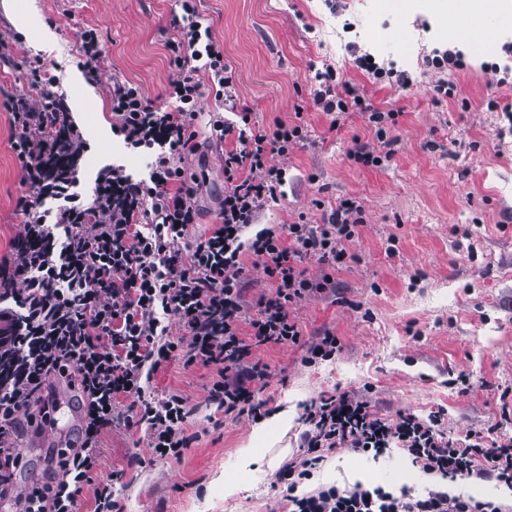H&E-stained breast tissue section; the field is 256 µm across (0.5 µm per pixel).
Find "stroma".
Segmentation results:
<instances>
[{
	"label": "stroma",
	"mask_w": 512,
	"mask_h": 512,
	"mask_svg": "<svg viewBox=\"0 0 512 512\" xmlns=\"http://www.w3.org/2000/svg\"><path fill=\"white\" fill-rule=\"evenodd\" d=\"M12 2V9L0 7V31L18 37L14 64L0 66V96L26 89L27 61L40 58L59 77L90 145L78 172L81 186L112 162L143 172L145 158L112 135L107 89L113 79H125L164 102L174 72L168 45L176 0ZM447 2L441 19L422 0L390 15L381 13L378 0H196L203 23L224 43L240 98L258 125L269 129L298 114L309 130L304 146L279 158L288 183L258 223L289 224L302 212L316 222L344 198L362 201L364 222L345 244L352 261L335 274L338 292L295 307L303 344L254 351L269 373L258 397L265 413L292 411L287 433L262 459L242 456L255 421L224 416L211 403L215 369L173 363L157 382L194 407L188 425L194 439L181 459L160 460L142 433L106 438L99 475L125 469L123 512H288L276 474L302 454L306 407L339 392L370 395L384 418L439 413L441 429L452 437L512 436V423L502 418L503 407L512 408V123L500 110L512 104V83L491 82L492 68L512 67V16L476 15L468 0ZM32 8L35 19L21 23L19 13ZM89 25L107 52L93 78L77 65L80 32ZM456 27L492 37L488 53H462L459 69L426 66V56L446 51V35ZM363 54L407 72L412 86L373 82L356 64ZM328 68L359 86L374 108L397 113L391 160L366 167L349 157L353 138H373L360 114L350 115L338 138L328 137L331 118L313 101L314 76ZM440 79L454 85L453 98L435 100ZM217 109L206 95L197 121L200 149L187 163L200 179L196 236L214 224L224 201L222 151L210 139ZM21 193L8 115L0 110V253L19 222ZM325 329L339 338L340 351L328 361L303 363L305 342ZM53 391L58 425L50 434L23 431L18 486L43 480L53 449L76 435V392L61 382ZM223 474L238 481L237 493L225 494ZM313 481H362L417 495L433 484L397 448L376 460L331 451Z\"/></svg>",
	"instance_id": "stroma-1"
}]
</instances>
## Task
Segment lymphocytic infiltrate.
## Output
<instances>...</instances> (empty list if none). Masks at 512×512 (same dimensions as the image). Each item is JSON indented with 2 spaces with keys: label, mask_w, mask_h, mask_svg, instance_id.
Wrapping results in <instances>:
<instances>
[{
  "label": "lymphocytic infiltrate",
  "mask_w": 512,
  "mask_h": 512,
  "mask_svg": "<svg viewBox=\"0 0 512 512\" xmlns=\"http://www.w3.org/2000/svg\"><path fill=\"white\" fill-rule=\"evenodd\" d=\"M169 49L174 72L158 105L141 88L113 81L108 89L112 133L124 147L147 156V174L135 178L124 165L102 167L89 192L77 189V167L87 149L59 81L36 59L29 78L36 99L17 94L0 104L10 114L11 145L21 168L20 217L9 251L0 257V486L10 488L14 512H81L85 489L92 512H122L115 489L124 471L94 483L102 436L114 429L141 430L153 456L180 459L192 442L193 415L177 391L156 393L151 383L173 361L216 367L210 399L225 415L260 417L255 396L268 377L252 350L296 345L302 329L292 307L335 287L333 274L351 260L346 241L363 222L355 198L339 203L321 223L298 214L291 224L256 227L259 213L285 183L278 156L303 145V121L256 126L236 89L224 44L203 26L195 0H179L171 18ZM314 103L341 132L349 112L368 117L375 143L354 140L349 156L365 166L391 149L394 113L367 105L358 87L329 69L315 76ZM225 113L213 130L224 152V202L208 233L194 237L198 184L187 160L199 144L194 122L205 94ZM327 265L321 280L306 276L304 259ZM262 266L274 291L246 300L249 264ZM179 335H171L170 318ZM79 392L80 425L69 445L48 460L43 481L15 485L23 457L22 424L53 428L52 381ZM300 460L277 474L289 512H512L495 500L449 494L451 482L490 478L512 487V437L489 440L480 432L446 436L438 416L401 413L380 417L369 398L343 392L311 403ZM392 448L435 483L425 494L355 482L322 484L305 492L326 452L346 449L379 458Z\"/></svg>",
  "instance_id": "lymphocytic-infiltrate-1"
}]
</instances>
